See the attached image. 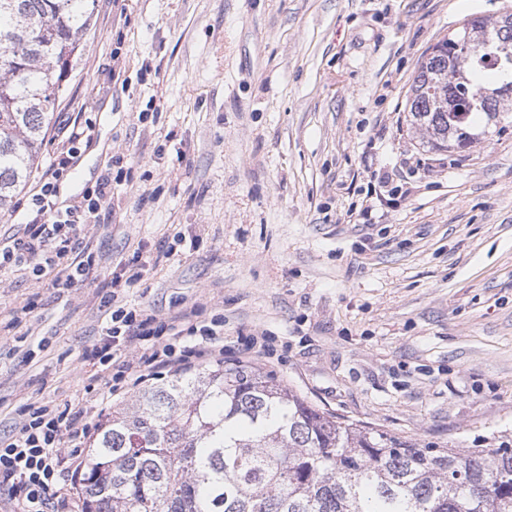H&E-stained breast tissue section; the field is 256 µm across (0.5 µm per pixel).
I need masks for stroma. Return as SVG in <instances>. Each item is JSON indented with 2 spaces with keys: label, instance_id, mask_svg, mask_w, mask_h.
I'll return each instance as SVG.
<instances>
[{
  "label": "stroma",
  "instance_id": "1",
  "mask_svg": "<svg viewBox=\"0 0 512 512\" xmlns=\"http://www.w3.org/2000/svg\"><path fill=\"white\" fill-rule=\"evenodd\" d=\"M509 3L95 0L38 168L80 117L58 202L107 172L112 198L83 282L0 272V437L27 405L131 407L83 362L131 268L128 304L223 316L228 364L268 332L251 366L334 414L423 444L512 435V124L449 155L404 112L429 48Z\"/></svg>",
  "mask_w": 512,
  "mask_h": 512
}]
</instances>
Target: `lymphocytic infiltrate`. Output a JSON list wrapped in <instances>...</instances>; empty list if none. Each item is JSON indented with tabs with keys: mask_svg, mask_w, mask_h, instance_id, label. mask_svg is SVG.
Here are the masks:
<instances>
[{
	"mask_svg": "<svg viewBox=\"0 0 512 512\" xmlns=\"http://www.w3.org/2000/svg\"><path fill=\"white\" fill-rule=\"evenodd\" d=\"M88 132L86 125L70 122L62 133L64 146L50 162L32 192L33 211L24 237L0 247V269L20 267L40 276L57 272V284L73 286L86 266L72 253L86 224L95 220L112 195L111 175H102L81 200L61 209L55 202L58 182L73 164V147ZM111 306L110 325L100 343L85 359L92 367L110 373V392L117 395L136 387L163 370L187 369L194 363L224 358V338L219 332L223 318L197 326L196 307L185 306L167 317L146 308H131L118 292L105 298ZM135 360H127L128 349ZM96 426L88 411L71 405H41L28 410L7 438H0V501L14 504L17 512H68L70 495L64 487L66 474L76 473L82 463L65 458L62 444L81 447Z\"/></svg>",
	"mask_w": 512,
	"mask_h": 512,
	"instance_id": "1",
	"label": "lymphocytic infiltrate"
}]
</instances>
